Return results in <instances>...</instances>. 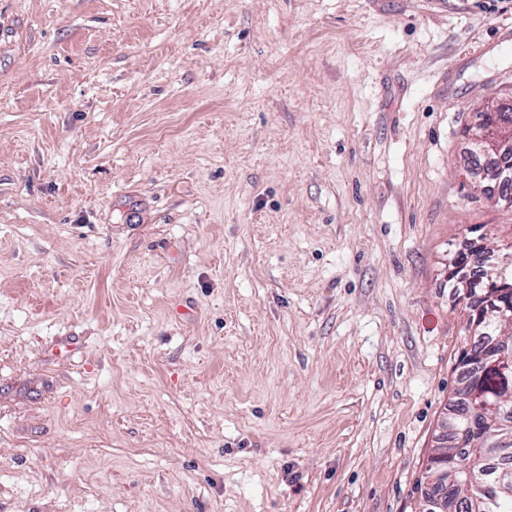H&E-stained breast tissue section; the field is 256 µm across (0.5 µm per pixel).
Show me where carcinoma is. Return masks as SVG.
Returning <instances> with one entry per match:
<instances>
[{
	"mask_svg": "<svg viewBox=\"0 0 512 512\" xmlns=\"http://www.w3.org/2000/svg\"><path fill=\"white\" fill-rule=\"evenodd\" d=\"M450 259L457 269H469L485 261L479 252H455ZM475 304L462 307L463 332L477 319L487 323L483 341L492 343L501 330L512 332V277L502 283L497 278L469 282ZM500 291L498 308L483 307L488 291ZM467 342L457 350L458 388L448 407V445L437 446L428 467L417 479L419 512H426L423 485L436 478L434 490H447L448 512H512V371L503 372L487 360L483 346L465 351ZM476 409L485 411L480 422L471 421ZM469 429L471 441L458 445V432Z\"/></svg>",
	"mask_w": 512,
	"mask_h": 512,
	"instance_id": "cac0c4a2",
	"label": "carcinoma"
}]
</instances>
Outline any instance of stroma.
<instances>
[{"label": "stroma", "mask_w": 512, "mask_h": 512, "mask_svg": "<svg viewBox=\"0 0 512 512\" xmlns=\"http://www.w3.org/2000/svg\"><path fill=\"white\" fill-rule=\"evenodd\" d=\"M512 0H0V512H415Z\"/></svg>", "instance_id": "stroma-1"}]
</instances>
